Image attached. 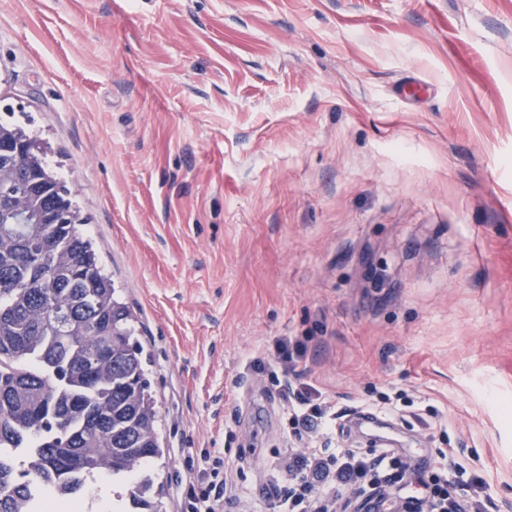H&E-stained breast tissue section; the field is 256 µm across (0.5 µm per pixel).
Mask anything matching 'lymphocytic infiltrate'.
<instances>
[{
    "label": "lymphocytic infiltrate",
    "mask_w": 512,
    "mask_h": 512,
    "mask_svg": "<svg viewBox=\"0 0 512 512\" xmlns=\"http://www.w3.org/2000/svg\"><path fill=\"white\" fill-rule=\"evenodd\" d=\"M282 396L294 426L307 433L332 430L341 414L309 383L284 384ZM230 468L223 455L204 451L198 466L180 481L184 512H234L241 495H227ZM487 482L449 461L439 450L429 465L419 466L389 450L365 455L352 448L322 444L289 453L268 475L261 502L270 512H330L336 503L363 500L373 512H489Z\"/></svg>",
    "instance_id": "1"
}]
</instances>
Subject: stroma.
<instances>
[{
  "instance_id": "stroma-1",
  "label": "stroma",
  "mask_w": 512,
  "mask_h": 512,
  "mask_svg": "<svg viewBox=\"0 0 512 512\" xmlns=\"http://www.w3.org/2000/svg\"><path fill=\"white\" fill-rule=\"evenodd\" d=\"M65 178L139 341L179 512L189 455L259 489L292 448L251 363L512 512V0H0V108ZM275 356L270 361L265 362L262 359H254L252 366L257 369L266 370L270 367H278L281 369L285 376L288 372L295 371L296 366L302 362L306 355V346L301 342L296 341L291 344V341L286 337H282L275 341L273 345Z\"/></svg>"
}]
</instances>
